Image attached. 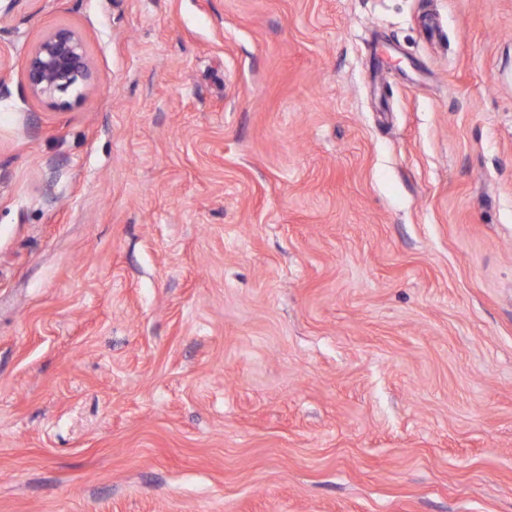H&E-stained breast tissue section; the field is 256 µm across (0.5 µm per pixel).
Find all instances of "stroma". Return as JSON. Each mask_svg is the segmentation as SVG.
I'll list each match as a JSON object with an SVG mask.
<instances>
[{"label": "stroma", "mask_w": 512, "mask_h": 512, "mask_svg": "<svg viewBox=\"0 0 512 512\" xmlns=\"http://www.w3.org/2000/svg\"><path fill=\"white\" fill-rule=\"evenodd\" d=\"M7 9L0 512H512V0ZM97 79L82 35L59 27L44 35L23 64V80L34 98L66 107L67 98H81Z\"/></svg>", "instance_id": "35a3bbf8"}]
</instances>
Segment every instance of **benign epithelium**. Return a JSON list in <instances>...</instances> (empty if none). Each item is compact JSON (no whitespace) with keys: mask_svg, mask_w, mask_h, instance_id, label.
<instances>
[{"mask_svg":"<svg viewBox=\"0 0 512 512\" xmlns=\"http://www.w3.org/2000/svg\"><path fill=\"white\" fill-rule=\"evenodd\" d=\"M97 79L82 35L59 27L44 35L23 64V80L34 98L66 107L67 98H80Z\"/></svg>","mask_w":512,"mask_h":512,"instance_id":"7a95c632","label":"benign epithelium"}]
</instances>
